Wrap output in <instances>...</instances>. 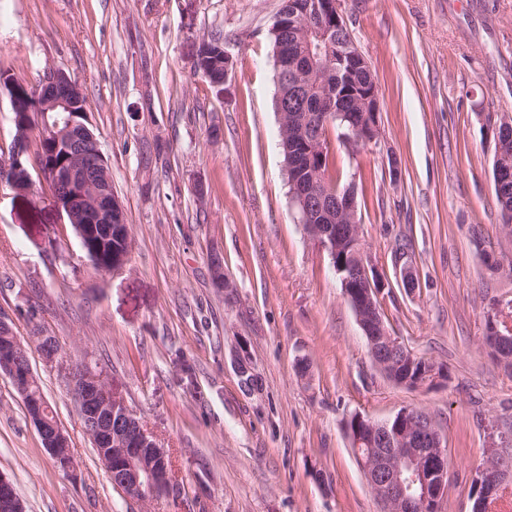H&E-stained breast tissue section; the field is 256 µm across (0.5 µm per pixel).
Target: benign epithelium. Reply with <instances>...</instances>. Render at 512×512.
I'll return each instance as SVG.
<instances>
[{
  "label": "benign epithelium",
  "mask_w": 512,
  "mask_h": 512,
  "mask_svg": "<svg viewBox=\"0 0 512 512\" xmlns=\"http://www.w3.org/2000/svg\"><path fill=\"white\" fill-rule=\"evenodd\" d=\"M325 11L336 18V27L344 34L349 29L339 0H311L300 16ZM0 89L18 110L14 121L20 132L11 156L4 165V177L21 194L35 193L30 168L37 169L41 180L51 185L58 209L74 225L85 248L98 240L101 230L112 232V225L124 227L130 234L124 212L112 192L107 161L101 153L85 155L81 148L95 140L90 128L89 110L83 104L79 83L60 69L47 70L44 90L37 96L27 94V85L0 78ZM342 103L327 101L326 113L317 125L304 132V121L284 111L277 113L282 137L296 135V148L288 159V168H305L307 178L292 181L291 195L298 208L300 223L308 235L334 257L341 250L350 252L352 262L335 268L345 298L352 306L364 333L368 354L396 384L416 390L432 387L445 378L443 368L432 360L424 362L425 371L406 377L409 365L406 347L388 331L380 313L378 296L389 283L380 277L364 258L357 221L354 188L351 185H325L320 171L313 168L316 157L329 151L326 134L332 118H346L348 125L339 132L347 144L358 147L375 140L379 134V92L365 94L356 101V109L341 116ZM62 153L68 160L47 162L50 154ZM497 178L512 174V117L497 126V152L494 161ZM8 331L0 343V375L8 377L23 399L29 419L44 447L57 465L67 472L74 469L69 436L57 419L47 416L40 402L29 397L34 373L28 349L39 350L42 360L65 370L69 385L78 399L80 419L86 433L101 449V462L112 485L136 500L168 496L163 465L167 449L145 428L124 398L112 389L93 382L96 371L78 370L64 364L55 337L40 327L20 338L9 317L0 311V330ZM483 343L492 356L506 365L512 361V323L507 310L497 308L488 315ZM345 431L351 441L362 474L381 512H437L448 478V454L429 415L417 409L402 408L393 419L375 421L355 412L347 418ZM472 512H487L490 504L512 493V439L502 436L485 451V458L474 469ZM0 512H26L10 480L0 473Z\"/></svg>",
  "instance_id": "7a95c632"
}]
</instances>
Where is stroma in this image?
Wrapping results in <instances>:
<instances>
[{
    "mask_svg": "<svg viewBox=\"0 0 512 512\" xmlns=\"http://www.w3.org/2000/svg\"><path fill=\"white\" fill-rule=\"evenodd\" d=\"M280 5L0 0V71L35 85L59 68L80 83L133 239L127 265L99 274L48 189L0 182V310L18 335L55 336L70 366L102 370L170 450L182 488L144 501L115 489L66 379L34 350L76 472L59 471L0 376V472L27 512H380L343 422L404 407L446 442L440 512H471L475 466L512 434V370L482 345L488 311H512V228L493 174V126L512 115V0L342 2L379 86L380 133L354 149L329 129V154L389 283L388 330L448 373L421 391L372 363L290 199L269 39ZM211 35L236 61L220 90L195 72ZM240 351L257 388L240 383Z\"/></svg>",
    "mask_w": 512,
    "mask_h": 512,
    "instance_id": "1",
    "label": "stroma"
}]
</instances>
